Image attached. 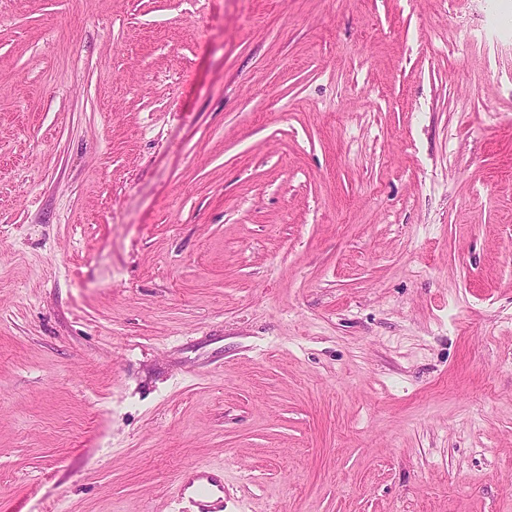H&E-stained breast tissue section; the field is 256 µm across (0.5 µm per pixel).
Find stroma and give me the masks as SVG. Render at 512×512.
Here are the masks:
<instances>
[{
	"instance_id": "35a3bbf8",
	"label": "stroma",
	"mask_w": 512,
	"mask_h": 512,
	"mask_svg": "<svg viewBox=\"0 0 512 512\" xmlns=\"http://www.w3.org/2000/svg\"><path fill=\"white\" fill-rule=\"evenodd\" d=\"M512 512V0H0V512ZM177 497H188L195 511L222 512L224 510V474L205 467H191L176 481Z\"/></svg>"
}]
</instances>
